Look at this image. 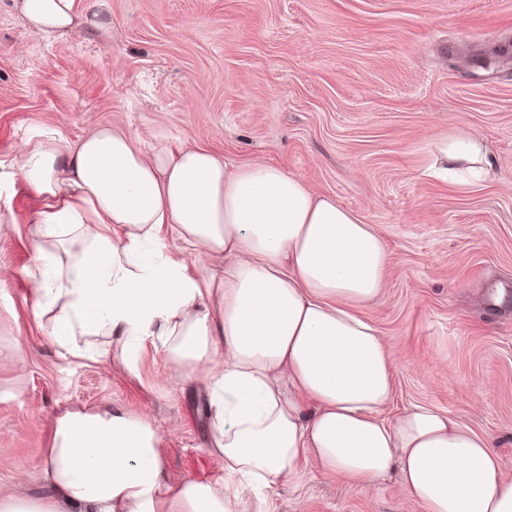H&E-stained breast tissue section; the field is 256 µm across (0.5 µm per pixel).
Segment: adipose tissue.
Here are the masks:
<instances>
[{
	"instance_id": "adipose-tissue-1",
	"label": "adipose tissue",
	"mask_w": 512,
	"mask_h": 512,
	"mask_svg": "<svg viewBox=\"0 0 512 512\" xmlns=\"http://www.w3.org/2000/svg\"><path fill=\"white\" fill-rule=\"evenodd\" d=\"M15 5L48 36L92 22L74 0ZM434 146L447 174L486 162L464 129ZM18 174L43 201L30 219V291L50 341L80 357L93 336L125 351L158 340L210 390L224 479L169 483L147 420L75 414L47 451L51 496L0 500V512H237L244 492L277 490L304 464L359 490L397 472L427 512H512L491 439L421 404L383 418L390 358L359 310L384 286L387 253L357 213L280 167L109 127L30 140ZM167 225L223 255V276L192 278L163 257Z\"/></svg>"
}]
</instances>
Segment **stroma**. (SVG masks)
Here are the masks:
<instances>
[{"instance_id": "35a3bbf8", "label": "stroma", "mask_w": 512, "mask_h": 512, "mask_svg": "<svg viewBox=\"0 0 512 512\" xmlns=\"http://www.w3.org/2000/svg\"><path fill=\"white\" fill-rule=\"evenodd\" d=\"M111 25L28 29L0 0V499L49 496L58 418L117 411L151 422L172 483L216 482L210 395L152 342L125 360L62 356L38 317L28 224L40 201L15 172L28 139L74 142L101 125L264 161L352 209L388 251L361 310L386 340L387 417L423 404L497 448L512 478V0H75ZM500 52L485 68L483 54ZM481 137L482 180L431 171L433 138ZM189 274L224 263L163 231ZM239 512H426L393 481L368 491L302 467Z\"/></svg>"}]
</instances>
